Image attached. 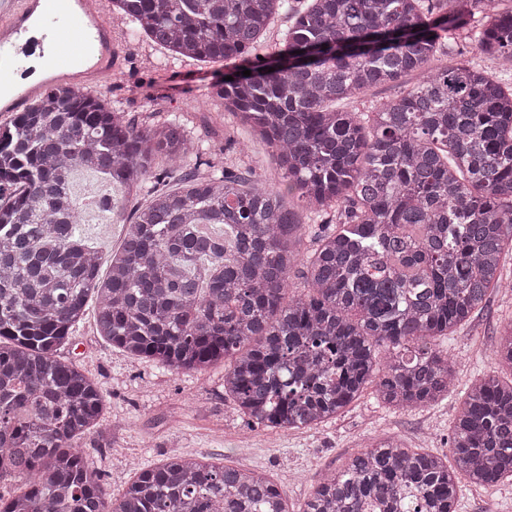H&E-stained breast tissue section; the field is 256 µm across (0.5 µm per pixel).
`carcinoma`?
<instances>
[{
	"mask_svg": "<svg viewBox=\"0 0 512 512\" xmlns=\"http://www.w3.org/2000/svg\"><path fill=\"white\" fill-rule=\"evenodd\" d=\"M304 3L112 0L114 17L175 56L243 62L216 95L276 154L277 189L250 168L185 169L183 123L114 112L67 82L0 124V478L29 480L0 512H292L265 474L203 458L143 470L109 497L75 446L103 395L57 355L92 295L99 335L127 354L169 371L226 364L224 394L253 426L312 427L368 385L413 410L455 384L428 339L512 288V81L429 62L462 36L512 60V0ZM281 12L294 21L261 56ZM410 74L393 99L339 109ZM77 166L129 194L151 184L104 275L77 231ZM287 196L321 217L310 250ZM296 267L304 285L291 294ZM498 355L512 367V324ZM451 447L452 467L376 443L320 477L300 512H456L461 478L511 482L512 384L467 389Z\"/></svg>",
	"mask_w": 512,
	"mask_h": 512,
	"instance_id": "carcinoma-1",
	"label": "carcinoma"
}]
</instances>
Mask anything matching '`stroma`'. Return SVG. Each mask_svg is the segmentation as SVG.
I'll list each match as a JSON object with an SVG mask.
<instances>
[{
    "label": "stroma",
    "mask_w": 512,
    "mask_h": 512,
    "mask_svg": "<svg viewBox=\"0 0 512 512\" xmlns=\"http://www.w3.org/2000/svg\"><path fill=\"white\" fill-rule=\"evenodd\" d=\"M112 33L123 76L117 82L99 80L94 91L114 111L179 117L194 143L204 148L222 145L225 136H232L239 147L224 154L225 168H250L266 186L280 185L282 172L270 148L225 113L222 100L212 94L235 61L175 58L148 41L131 38L125 22H114ZM463 60L490 74L503 73L498 59L463 39L450 43L432 65ZM125 230L111 213L96 209L84 213L79 226L105 262ZM95 310V299H88L69 344L58 354L77 364L104 397L100 423L79 448L112 494L127 488L140 470L176 457L204 456L218 464L265 472L298 510L320 474L341 471L378 442L397 440L450 459L454 422L467 388L489 374L504 383L512 381V368L500 364L496 348L500 329L512 322L508 288L492 293L448 335L433 339L434 349L455 364L457 382L448 396L406 411L385 404L369 387L336 418L297 430L248 426L224 394L223 365L175 373L112 347L97 332ZM458 512H512V482L463 485Z\"/></svg>",
    "instance_id": "1"
}]
</instances>
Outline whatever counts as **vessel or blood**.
Wrapping results in <instances>:
<instances>
[{
  "instance_id": "vessel-or-blood-1",
  "label": "vessel or blood",
  "mask_w": 512,
  "mask_h": 512,
  "mask_svg": "<svg viewBox=\"0 0 512 512\" xmlns=\"http://www.w3.org/2000/svg\"><path fill=\"white\" fill-rule=\"evenodd\" d=\"M116 43L100 20L98 0H21L19 9L0 19V83L14 94L0 101V112H16L46 86L31 76L33 57L48 56L52 80L79 88L116 68Z\"/></svg>"
}]
</instances>
